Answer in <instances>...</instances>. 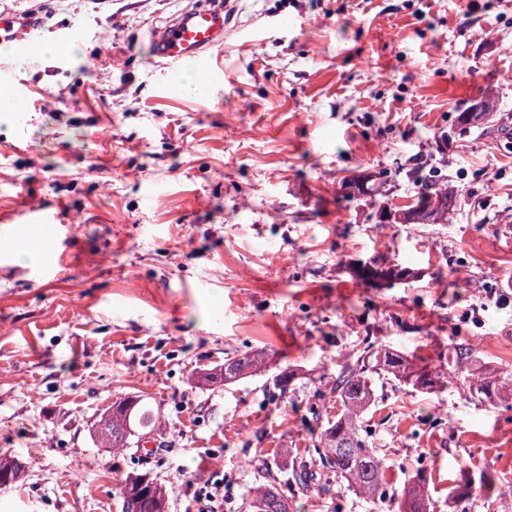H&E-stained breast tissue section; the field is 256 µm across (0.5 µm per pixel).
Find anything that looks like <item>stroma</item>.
I'll list each match as a JSON object with an SVG mask.
<instances>
[{
  "mask_svg": "<svg viewBox=\"0 0 512 512\" xmlns=\"http://www.w3.org/2000/svg\"><path fill=\"white\" fill-rule=\"evenodd\" d=\"M193 0H0L32 18L0 55V456L23 465L0 512H124L129 472L168 512L224 486L247 512L275 483L294 512H371L336 480L295 484L331 388L369 352L443 370L447 386L374 379L367 441L400 489L426 469L435 512L462 470L512 477V409L471 397L456 356L512 372V0H239L212 51V90L182 88L151 32ZM76 35L58 58L48 41ZM492 96V118L457 117ZM370 174L379 193H347ZM455 191L444 224H384L425 182ZM54 214L53 226L23 211ZM406 281L374 288L358 263ZM267 368L202 383L225 358ZM294 371L287 388L276 384ZM142 396L153 451L104 447L93 425Z\"/></svg>",
  "mask_w": 512,
  "mask_h": 512,
  "instance_id": "1",
  "label": "stroma"
}]
</instances>
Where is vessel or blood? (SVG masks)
<instances>
[{"label": "vessel or blood", "instance_id": "vessel-or-blood-1", "mask_svg": "<svg viewBox=\"0 0 512 512\" xmlns=\"http://www.w3.org/2000/svg\"><path fill=\"white\" fill-rule=\"evenodd\" d=\"M236 4L237 0H224L220 7L198 6L177 14L155 30L152 36L155 56L171 64L195 58L203 68H211L209 53L223 41L225 26L234 16Z\"/></svg>", "mask_w": 512, "mask_h": 512}]
</instances>
